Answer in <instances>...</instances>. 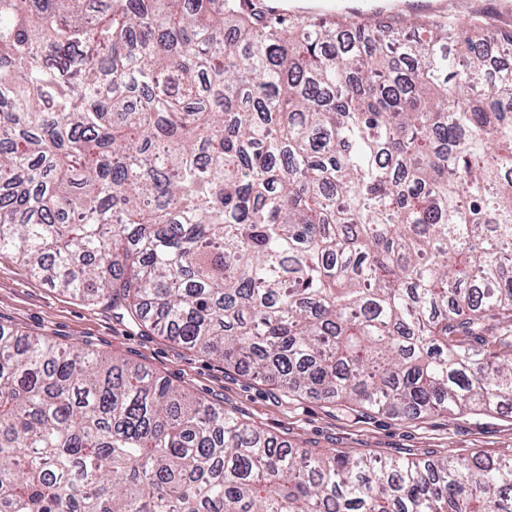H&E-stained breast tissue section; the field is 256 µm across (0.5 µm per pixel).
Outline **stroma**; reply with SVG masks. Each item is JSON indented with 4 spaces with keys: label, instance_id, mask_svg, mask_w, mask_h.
<instances>
[{
    "label": "stroma",
    "instance_id": "stroma-1",
    "mask_svg": "<svg viewBox=\"0 0 512 512\" xmlns=\"http://www.w3.org/2000/svg\"><path fill=\"white\" fill-rule=\"evenodd\" d=\"M0 324L144 365L196 399L223 407L295 448L409 458L512 454V405L409 421L295 396L250 371L225 368L155 331L118 320L106 303L51 288L8 252L0 254Z\"/></svg>",
    "mask_w": 512,
    "mask_h": 512
}]
</instances>
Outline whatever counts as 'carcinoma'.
I'll return each mask as SVG.
<instances>
[{"instance_id":"obj_1","label":"carcinoma","mask_w":512,"mask_h":512,"mask_svg":"<svg viewBox=\"0 0 512 512\" xmlns=\"http://www.w3.org/2000/svg\"><path fill=\"white\" fill-rule=\"evenodd\" d=\"M480 27L0 0V253L296 395L512 403V31ZM0 512H512V456L278 447L0 325Z\"/></svg>"}]
</instances>
